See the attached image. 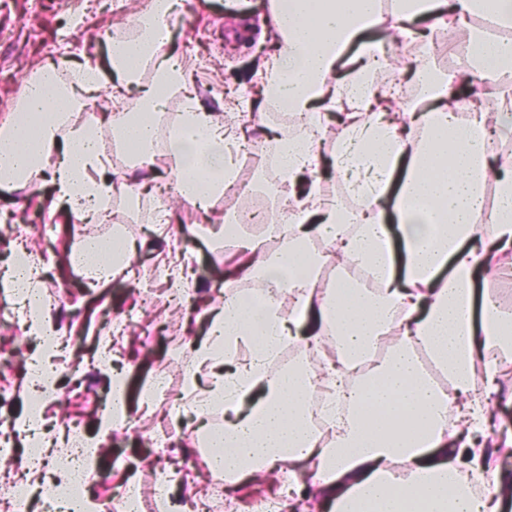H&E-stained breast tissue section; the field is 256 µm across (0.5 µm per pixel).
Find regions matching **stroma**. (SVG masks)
Returning a JSON list of instances; mask_svg holds the SVG:
<instances>
[{"label":"stroma","instance_id":"stroma-1","mask_svg":"<svg viewBox=\"0 0 512 512\" xmlns=\"http://www.w3.org/2000/svg\"><path fill=\"white\" fill-rule=\"evenodd\" d=\"M0 0V120L12 111L32 68L52 61L67 66L86 58L99 66L107 64L105 32L125 28L129 14L142 0ZM179 18L171 28L168 51L192 76L201 101L211 110L224 111L226 87L246 90L241 111H256V69L263 47L271 45L264 26L269 14L267 0H245L241 9L226 13L225 0H181ZM174 223L162 226L142 218H129L119 207L124 232L139 246L137 283L115 280L101 288H88L70 261L73 248L84 238L100 235L92 224L73 222L56 208L49 187L14 191L0 190V209L12 221L0 226L10 238L0 246V269L7 268L15 252L39 241L33 256L42 270L46 305L61 336L74 337L79 347L60 350L52 364L65 372L74 361L93 358L99 329L105 315L131 316L132 322L113 340V367L125 370L130 387V415L134 427L113 432L104 443L93 495L108 504L128 481H136L141 512H177L182 500L220 494L222 487L210 475L191 433H180L170 412V401L185 391V368L192 358L190 341L204 337L213 307L224 297V247L207 233L210 216L184 204L171 202ZM49 224L53 232L41 237L38 229ZM196 270L201 282L194 306L172 297L165 286L150 281L152 269L162 266L168 254ZM8 318L0 323V421H16L27 410L31 396L29 364L39 352V341L30 336L12 296L0 291V310ZM167 383L150 407L140 404L141 388L156 373ZM80 399L49 401L44 422L59 427L65 414L80 416L87 431H94L101 411V389L110 382L107 371L89 370ZM170 431L166 445L155 444L154 435ZM166 467L174 475V492L161 498L155 474Z\"/></svg>","mask_w":512,"mask_h":512}]
</instances>
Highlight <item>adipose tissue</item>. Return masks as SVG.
Here are the masks:
<instances>
[{
    "label": "adipose tissue",
    "instance_id": "obj_1",
    "mask_svg": "<svg viewBox=\"0 0 512 512\" xmlns=\"http://www.w3.org/2000/svg\"><path fill=\"white\" fill-rule=\"evenodd\" d=\"M176 0H145L142 33L107 40L109 71L74 62L67 76L40 66L27 77L7 121L0 123V188L51 180L56 205L85 222L101 219L99 203L125 194L112 177L108 141L137 147L139 167L154 169L156 116L169 95L185 107L170 129L165 170L176 197L209 209L237 176L234 156L244 131L206 109L166 46ZM274 51L260 71L263 96L305 115L310 129L283 136L281 178L291 208L279 227L281 248L268 255L258 236L232 240L234 274L257 288L225 294L208 337L193 349L186 381L197 415L224 407V425L202 429L207 465L226 488L280 467H305L327 512H502L505 499L472 431L495 441L491 408L512 362V306L491 300L483 285L512 274V0H270ZM448 33L466 30L464 65L439 73L434 44L417 22ZM379 29L405 50L404 73L420 90L422 109L395 113L376 78L382 43L361 46L359 65L335 78L342 49L366 29ZM117 79L107 123L80 122L85 101L106 74ZM141 96L128 103L125 94ZM336 113L333 170L363 200L348 212L320 196L323 121ZM495 204L484 206L486 183ZM319 239L322 252L305 255ZM137 247L123 235L88 238L72 255L86 287L130 272ZM361 267L377 283L368 292L320 282L326 264ZM27 311L40 341L33 380L52 386L48 367L58 328L30 263L15 264L4 283ZM297 343L323 358L332 396L323 409L333 443L308 424L302 368L271 376L272 355ZM386 345L387 356L372 352ZM429 357L443 376L433 381ZM207 374L199 386L198 374ZM74 463L97 471L101 446L129 419L123 375ZM456 420H449V412ZM488 485L475 497L471 481Z\"/></svg>",
    "mask_w": 512,
    "mask_h": 512
}]
</instances>
